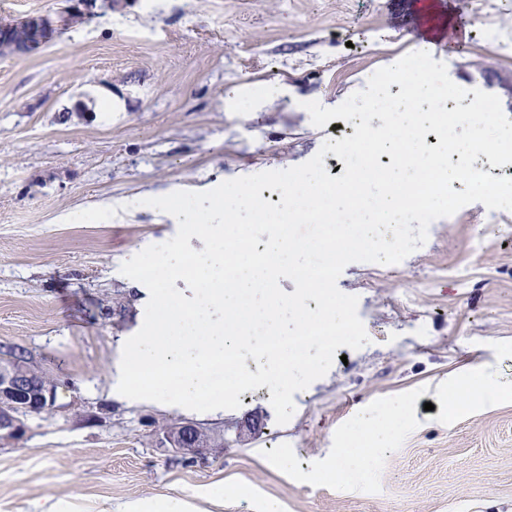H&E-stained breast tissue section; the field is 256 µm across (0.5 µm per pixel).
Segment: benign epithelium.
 <instances>
[{"label":"benign epithelium","mask_w":512,"mask_h":512,"mask_svg":"<svg viewBox=\"0 0 512 512\" xmlns=\"http://www.w3.org/2000/svg\"><path fill=\"white\" fill-rule=\"evenodd\" d=\"M120 0H71L61 22L47 15H33L0 28V57L35 55L48 44L58 24L90 22L101 10L117 7ZM56 388L48 386L37 372H19L0 363V439L14 440L25 430L20 415L38 413L55 400ZM210 433L199 425L182 421L163 431V441L177 450L201 453L206 450Z\"/></svg>","instance_id":"7a95c632"}]
</instances>
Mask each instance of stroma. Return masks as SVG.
Wrapping results in <instances>:
<instances>
[{
    "label": "stroma",
    "mask_w": 512,
    "mask_h": 512,
    "mask_svg": "<svg viewBox=\"0 0 512 512\" xmlns=\"http://www.w3.org/2000/svg\"><path fill=\"white\" fill-rule=\"evenodd\" d=\"M413 51L512 119V0H127L0 57V359L24 352L57 383L0 441V512L49 497L123 512L212 488L220 512H512V211L472 203L395 266L347 265L337 286L358 296L369 342L338 348L286 424L263 386L191 414L224 439L193 455L162 444L179 414L108 395L149 300L120 266L178 230L147 196L307 162L345 131L314 126L305 102L338 106ZM484 366L496 404L449 405L455 378ZM399 400L409 419L386 424ZM366 418L386 432L364 465L352 436Z\"/></svg>",
    "instance_id": "35a3bbf8"
}]
</instances>
